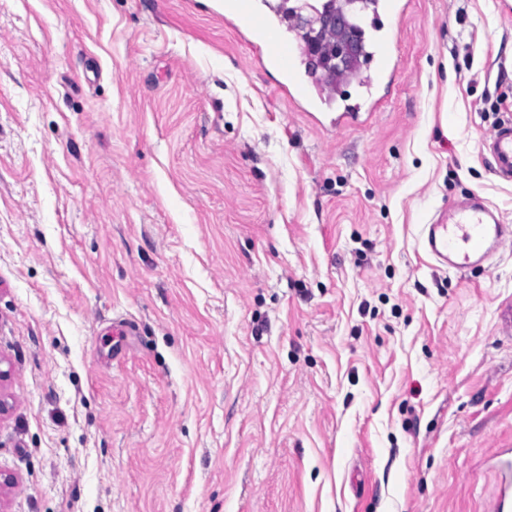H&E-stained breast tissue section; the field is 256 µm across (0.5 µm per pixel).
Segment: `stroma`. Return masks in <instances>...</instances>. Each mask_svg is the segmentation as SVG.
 <instances>
[{"label":"stroma","instance_id":"obj_1","mask_svg":"<svg viewBox=\"0 0 512 512\" xmlns=\"http://www.w3.org/2000/svg\"><path fill=\"white\" fill-rule=\"evenodd\" d=\"M223 4L0 0V512H484L512 245L460 272L421 230L512 225V17L408 0L336 131ZM372 61L375 63V80L380 87L383 81L392 77L395 69L391 42L387 36L376 39ZM482 144L494 173L504 180L512 181V121L498 125Z\"/></svg>","mask_w":512,"mask_h":512}]
</instances>
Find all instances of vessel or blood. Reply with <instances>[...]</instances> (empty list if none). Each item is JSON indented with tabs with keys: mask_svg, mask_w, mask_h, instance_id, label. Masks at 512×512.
Segmentation results:
<instances>
[{
	"mask_svg": "<svg viewBox=\"0 0 512 512\" xmlns=\"http://www.w3.org/2000/svg\"><path fill=\"white\" fill-rule=\"evenodd\" d=\"M230 23L243 30L265 65L286 83L288 92L303 94L295 54L280 33L274 13L258 10L254 0H225ZM375 80L391 78L395 69L388 37L376 39L373 50ZM483 150L494 173L512 181V121L498 125L484 139ZM422 247L440 266L465 271L482 266L512 242V226L501 223L497 209L487 200L472 196L449 206L422 227ZM497 483L485 503V512H512V448L497 449L493 456Z\"/></svg>",
	"mask_w": 512,
	"mask_h": 512,
	"instance_id": "obj_1",
	"label": "vessel or blood"
}]
</instances>
